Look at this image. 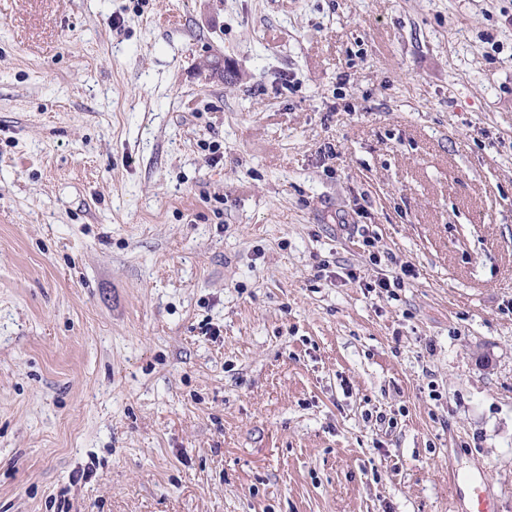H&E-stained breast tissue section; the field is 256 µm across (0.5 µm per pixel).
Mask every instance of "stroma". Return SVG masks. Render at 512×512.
<instances>
[{"label": "stroma", "mask_w": 512, "mask_h": 512, "mask_svg": "<svg viewBox=\"0 0 512 512\" xmlns=\"http://www.w3.org/2000/svg\"><path fill=\"white\" fill-rule=\"evenodd\" d=\"M484 482L512 512V0H0V512Z\"/></svg>", "instance_id": "1"}]
</instances>
